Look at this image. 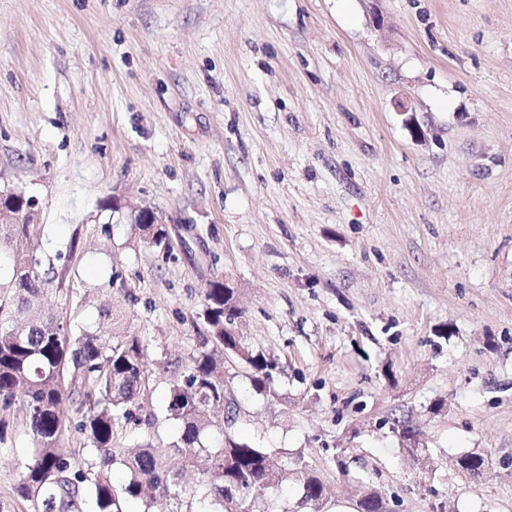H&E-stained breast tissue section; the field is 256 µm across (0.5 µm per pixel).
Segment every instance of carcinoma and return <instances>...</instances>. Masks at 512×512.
Listing matches in <instances>:
<instances>
[{
    "instance_id": "carcinoma-1",
    "label": "carcinoma",
    "mask_w": 512,
    "mask_h": 512,
    "mask_svg": "<svg viewBox=\"0 0 512 512\" xmlns=\"http://www.w3.org/2000/svg\"><path fill=\"white\" fill-rule=\"evenodd\" d=\"M29 200L16 189L0 199V207L13 215L11 223H0V257L14 265L12 279L0 283V441L5 416L19 396L31 441L17 496L32 512H127L133 501L150 512L159 500L169 502L170 512H261L268 490L288 485L294 476L283 460L286 452L242 441L224 425V414L236 417L237 405L224 396V363L217 355L251 369L253 389L260 393L271 390L277 369L239 335L237 289L211 281L203 291L207 335L188 365L169 376L165 419L176 424L179 435L160 448L154 445L157 417L140 414L153 376L144 338L124 330L109 308L99 312L98 329L74 332L64 318L36 307L50 278L34 253L38 225L27 215ZM135 228L163 258L172 257L166 225ZM65 405L78 415L72 426ZM72 428L95 455L85 471L70 463ZM135 430L142 444L131 451L119 447ZM457 464L474 474L486 458L464 454ZM116 469L125 475L118 488ZM323 495L320 478H302V504L316 510ZM383 505V491L368 484L359 512H384Z\"/></svg>"
}]
</instances>
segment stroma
Masks as SVG:
<instances>
[{"instance_id":"35a3bbf8","label":"stroma","mask_w":512,"mask_h":512,"mask_svg":"<svg viewBox=\"0 0 512 512\" xmlns=\"http://www.w3.org/2000/svg\"><path fill=\"white\" fill-rule=\"evenodd\" d=\"M7 187L39 200L45 309L93 328L110 307L150 362L187 364L203 289L237 288L278 370L260 394L225 361L232 431L328 502L371 478L387 512H512V0H0ZM8 421L0 503L27 512ZM142 217H145V224L140 222ZM129 220L130 224H135L134 226L138 230L139 238L142 241L166 260L172 257V250L167 245L169 232L162 215L148 208H137L131 210ZM150 222H153V224H149Z\"/></svg>"}]
</instances>
